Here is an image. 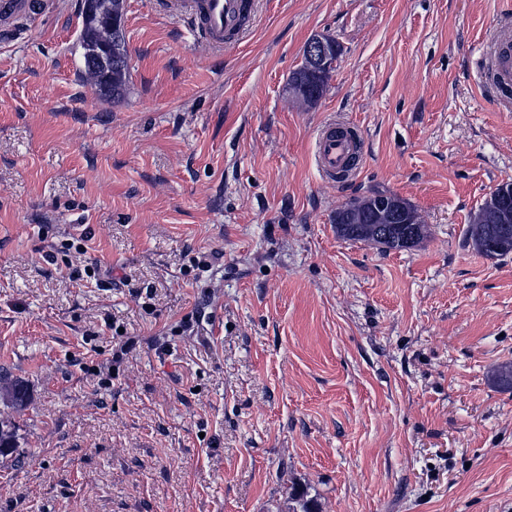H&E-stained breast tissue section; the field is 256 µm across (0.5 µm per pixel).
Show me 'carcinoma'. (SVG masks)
<instances>
[{
  "label": "carcinoma",
  "instance_id": "cac0c4a2",
  "mask_svg": "<svg viewBox=\"0 0 512 512\" xmlns=\"http://www.w3.org/2000/svg\"><path fill=\"white\" fill-rule=\"evenodd\" d=\"M90 7L82 12L80 42L83 49V72L104 98L118 100L124 96L129 81V56L124 29V0H87ZM319 38L329 47V60L316 67L308 58L294 71L289 92L305 105L316 103L325 93L340 56L339 43L331 35ZM387 202L402 208L407 223L395 224L378 216L379 204ZM499 198L488 196L471 217L467 238L473 248L487 258L512 253V223L496 222ZM336 233L345 239L372 242L385 250L413 247L424 239L426 226L417 209L394 193L376 191L355 197L336 208ZM0 394L14 409L26 406L24 384L0 372ZM18 425L0 417V454L17 448Z\"/></svg>",
  "mask_w": 512,
  "mask_h": 512
}]
</instances>
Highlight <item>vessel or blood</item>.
Segmentation results:
<instances>
[{"instance_id":"1","label":"vessel or blood","mask_w":512,"mask_h":512,"mask_svg":"<svg viewBox=\"0 0 512 512\" xmlns=\"http://www.w3.org/2000/svg\"><path fill=\"white\" fill-rule=\"evenodd\" d=\"M171 6L185 14L199 43L214 48L234 42L251 16L249 0H172ZM36 8V0H0V40L11 41L16 21ZM487 56L486 87L499 111L512 112V40L504 35L491 37ZM314 158L325 182L342 183L362 160L361 139L354 131L328 123L316 132Z\"/></svg>"}]
</instances>
